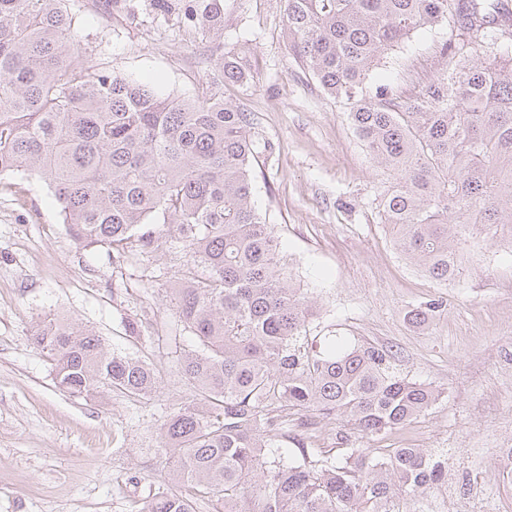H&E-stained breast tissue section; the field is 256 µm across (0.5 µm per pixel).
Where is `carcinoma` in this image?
Here are the masks:
<instances>
[{"label": "carcinoma", "mask_w": 512, "mask_h": 512, "mask_svg": "<svg viewBox=\"0 0 512 512\" xmlns=\"http://www.w3.org/2000/svg\"><path fill=\"white\" fill-rule=\"evenodd\" d=\"M69 0H0V174L37 172L82 247L121 258L170 240L184 254L174 289L195 349L180 362L195 399L166 416L163 440L176 490L141 512H408L448 483V463L421 448H358L346 432L379 436L414 421L442 398L395 372L393 354L333 340L313 349L317 309L279 257L274 227L256 211L257 145L239 106L211 95L163 97L130 77L72 61L78 43ZM188 26L216 30L221 0H161ZM439 23L469 40L422 97L366 101L369 73L412 34ZM512 28L501 0H287L291 49L350 119L394 183L380 203L397 249L432 278L461 274L459 245L471 227L512 233V53L478 51ZM247 77L224 55L223 78ZM442 304L411 309L430 325ZM33 340L75 397L142 398L158 389L145 361L110 350L95 332L57 318ZM339 424L341 451L290 456L276 437L294 424Z\"/></svg>", "instance_id": "obj_1"}]
</instances>
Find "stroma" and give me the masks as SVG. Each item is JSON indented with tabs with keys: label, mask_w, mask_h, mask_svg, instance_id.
<instances>
[{
	"label": "stroma",
	"mask_w": 512,
	"mask_h": 512,
	"mask_svg": "<svg viewBox=\"0 0 512 512\" xmlns=\"http://www.w3.org/2000/svg\"><path fill=\"white\" fill-rule=\"evenodd\" d=\"M70 7L74 63L185 99L223 95L249 113L256 141L274 144L273 155L257 160L253 201L319 308L310 327L316 344L341 337L392 350L401 374L443 389L432 409L361 447L445 455L448 484L424 512H440L449 494L463 501L477 476L489 495L512 496L498 470V447L512 433V247L467 242L450 284L401 256L379 214L393 179L371 162L346 102L327 95L293 54L286 0H223L215 31L187 27L151 0ZM461 42L444 25L413 34L370 73L367 99L383 87L397 101L416 98ZM233 50L246 62V82L222 78ZM182 263L168 247L120 260L80 247L39 175L0 176V512H141L166 490L160 428L194 395L179 372L193 347L173 293ZM432 300L442 309L430 327L410 326L407 312ZM49 317L146 361L158 391L100 402L70 396L31 339L33 325Z\"/></svg>",
	"instance_id": "obj_1"
}]
</instances>
